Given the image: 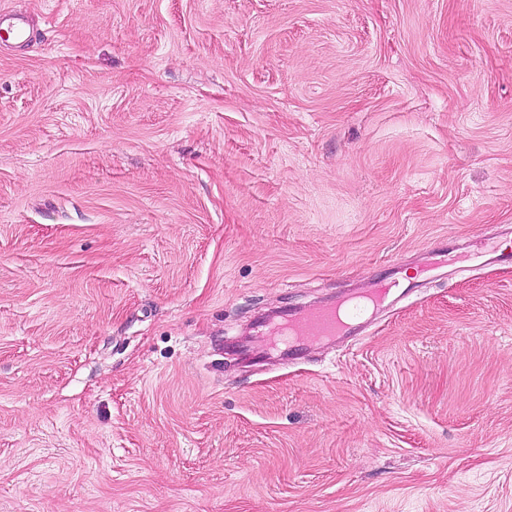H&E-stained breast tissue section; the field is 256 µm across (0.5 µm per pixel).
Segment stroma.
Wrapping results in <instances>:
<instances>
[{"mask_svg":"<svg viewBox=\"0 0 512 512\" xmlns=\"http://www.w3.org/2000/svg\"><path fill=\"white\" fill-rule=\"evenodd\" d=\"M4 13L0 512H512V0ZM399 285L384 281L374 282L362 295L344 299L336 307L316 309L308 314L289 317L281 328L278 343L291 351L311 342L326 340L336 336H352L360 319L358 312L362 306L376 307L388 301Z\"/></svg>","mask_w":512,"mask_h":512,"instance_id":"35a3bbf8","label":"stroma"}]
</instances>
